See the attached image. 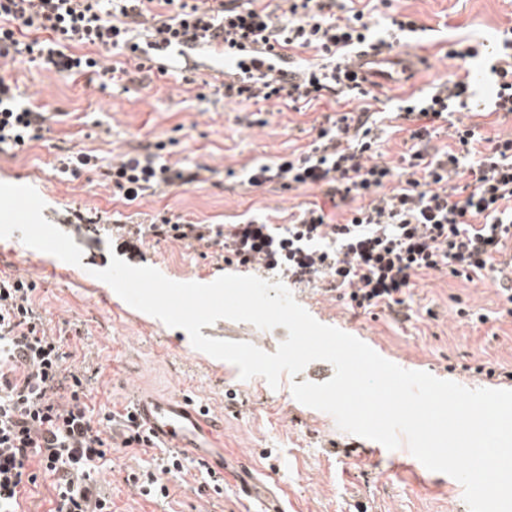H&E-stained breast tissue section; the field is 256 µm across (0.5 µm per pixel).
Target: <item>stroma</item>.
I'll return each instance as SVG.
<instances>
[{"instance_id":"1","label":"stroma","mask_w":512,"mask_h":512,"mask_svg":"<svg viewBox=\"0 0 512 512\" xmlns=\"http://www.w3.org/2000/svg\"><path fill=\"white\" fill-rule=\"evenodd\" d=\"M370 2L377 22L395 9L425 27L407 45L421 60L416 80L374 90L390 107L453 74L488 69L483 57H448L450 45H493L512 24V0H395L390 7L382 0H339L356 9ZM167 69L164 75L135 72L123 84L105 88L92 73L59 76L24 55L0 58V77L17 87L22 103L49 116L42 139L19 150L0 147V182L33 186L46 204L44 217L83 251L81 265H71L45 252L23 250L16 231L0 239V277L34 279L46 328L67 331L75 364L102 365L93 383L96 406L122 410L136 390L160 396L187 393L223 423L225 453L247 457L284 489L288 512H456L463 488L448 486L446 474L431 473L423 485L409 471L388 474L391 450L381 446L376 456L364 455L358 436L340 430L332 415L293 397V383L330 379V363H323L320 376L306 369L284 377L275 389L260 376L241 379L233 364L195 349L186 331L131 307L95 278V271L108 267L114 256L179 282L206 284L228 271L211 248L151 237L124 244L112 222L147 223L172 211L208 224H236L263 215L284 226L295 207L324 200L316 189L252 188L235 174L305 146L316 119L347 111L351 102L329 96L300 112L273 102H230L209 87L207 67L189 70L172 60ZM159 139L172 140L171 161L216 168L218 186L167 189L129 204L113 198L94 173L58 172L66 148L115 159ZM292 294L317 321L361 337L391 362L470 389L512 387L511 381L489 380L473 371L487 361L512 367V315L503 314L493 283L424 276L412 290L405 322L384 313L353 316L334 297L304 287H293ZM461 303L488 314V322L476 326L459 316ZM201 333L253 342L268 353L288 337L281 326L261 331L227 319L202 327ZM150 460L144 449L122 448L113 453L111 468L100 471L98 479L111 493L115 512H195L202 480L196 457L188 458L187 475L171 479L169 498L158 503L133 493L125 481L128 471Z\"/></svg>"}]
</instances>
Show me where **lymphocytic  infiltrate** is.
Instances as JSON below:
<instances>
[{
    "instance_id": "f902f5d3",
    "label": "lymphocytic infiltrate",
    "mask_w": 512,
    "mask_h": 512,
    "mask_svg": "<svg viewBox=\"0 0 512 512\" xmlns=\"http://www.w3.org/2000/svg\"><path fill=\"white\" fill-rule=\"evenodd\" d=\"M152 2L0 0V57L22 49L58 75L94 72L116 80L120 68L101 65L89 48L127 52L146 67L141 45L131 39L146 25L154 44L178 50L219 44L232 58L247 52L252 66L241 82L225 84V98L292 108L328 95L354 100L351 110L319 122L305 148L255 166L247 177L252 187L320 189L348 215L335 223L311 203L275 234L255 218L201 224L163 213L149 225H127L128 236L222 247L225 265L286 272L292 284L335 292L358 315L402 316L417 278L432 272L477 284L496 271L512 242V138L462 123L442 151L418 147L454 113L470 110V78L457 75L401 100L395 117L410 122L414 145L394 164L384 159L371 122L377 96L341 79L354 52H389L421 32L416 19L393 12L380 35L364 11L336 13V0H286L279 16L252 0H162L168 13L157 20ZM494 48L488 110L512 118V27ZM309 49L324 64L291 61V52ZM275 50L288 58L287 67L270 63ZM46 121L0 77L1 145L25 146ZM166 147L161 140L107 163L79 151L62 157L60 171L94 170L113 197L129 203L215 176L205 164L188 168L163 159ZM36 292L33 280L0 277V512H20L27 487L42 474L53 479L51 512H112L97 474L114 451L149 447V436L131 412L91 408L90 369L70 365L66 337L48 333ZM184 462V455L159 452L126 480L139 495L162 500L170 493L167 476L183 473Z\"/></svg>"
}]
</instances>
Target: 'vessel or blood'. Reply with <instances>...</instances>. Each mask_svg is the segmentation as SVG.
I'll return each instance as SVG.
<instances>
[{"label":"vessel or blood","mask_w":512,"mask_h":512,"mask_svg":"<svg viewBox=\"0 0 512 512\" xmlns=\"http://www.w3.org/2000/svg\"><path fill=\"white\" fill-rule=\"evenodd\" d=\"M415 68L407 54L367 52L356 57L345 70L348 83L388 85L409 77ZM133 413L159 448H177L192 454L216 473H223L228 463L223 443L217 442L219 425L208 418L203 408L187 395L135 396ZM240 490L260 505L258 512H288L279 494L256 478L243 461H236Z\"/></svg>","instance_id":"vessel-or-blood-1"}]
</instances>
